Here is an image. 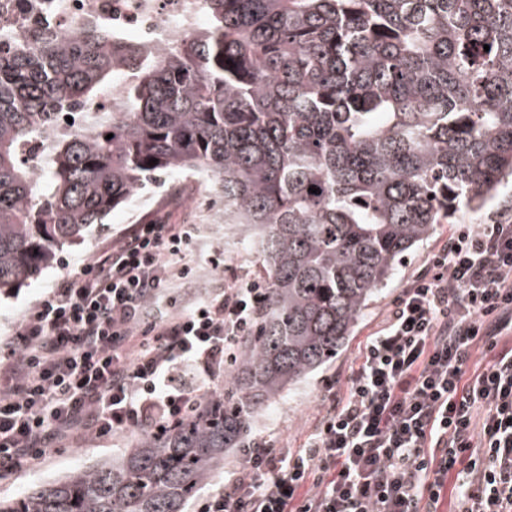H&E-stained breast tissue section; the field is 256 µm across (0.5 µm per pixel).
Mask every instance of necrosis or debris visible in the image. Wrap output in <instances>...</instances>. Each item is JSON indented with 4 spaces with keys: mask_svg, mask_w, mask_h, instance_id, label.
I'll list each match as a JSON object with an SVG mask.
<instances>
[{
    "mask_svg": "<svg viewBox=\"0 0 512 512\" xmlns=\"http://www.w3.org/2000/svg\"><path fill=\"white\" fill-rule=\"evenodd\" d=\"M206 20L204 0H0V29H49L67 35L95 25L133 37L154 54L167 53ZM128 75L118 70L98 100L80 105L75 122L60 121L55 131L71 135L88 127L99 112L122 109Z\"/></svg>",
    "mask_w": 512,
    "mask_h": 512,
    "instance_id": "obj_1",
    "label": "necrosis or debris"
}]
</instances>
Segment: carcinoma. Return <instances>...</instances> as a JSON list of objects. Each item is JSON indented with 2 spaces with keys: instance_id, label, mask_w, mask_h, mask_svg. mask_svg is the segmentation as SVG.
<instances>
[{
  "instance_id": "1",
  "label": "carcinoma",
  "mask_w": 512,
  "mask_h": 512,
  "mask_svg": "<svg viewBox=\"0 0 512 512\" xmlns=\"http://www.w3.org/2000/svg\"><path fill=\"white\" fill-rule=\"evenodd\" d=\"M205 2L160 58L102 27L0 38V292L175 172L217 185L224 241L267 287L223 391L0 512H184L258 411L336 360L400 257L512 182V0ZM124 65L126 111L54 134ZM46 139L42 178L23 155Z\"/></svg>"
}]
</instances>
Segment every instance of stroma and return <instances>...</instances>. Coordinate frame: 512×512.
Segmentation results:
<instances>
[{
    "label": "stroma",
    "instance_id": "35a3bbf8",
    "mask_svg": "<svg viewBox=\"0 0 512 512\" xmlns=\"http://www.w3.org/2000/svg\"><path fill=\"white\" fill-rule=\"evenodd\" d=\"M151 212V207L138 206L134 201L116 209L106 224L93 225L84 245L63 249L53 267L42 271L22 288L0 297V368L10 362L6 351L2 349L6 338L33 305L49 295L57 283L73 276L102 249L110 246L128 225L140 223ZM450 230V225H436L428 240L400 260L388 286L373 297L360 316L346 350L329 367L315 372L282 398L260 410L252 425L254 437L271 440L279 448H298L303 445L330 395L343 389L365 336L379 323L391 301L423 269L428 257ZM136 437L133 431L109 439L84 435L77 441L60 444L45 459L1 478L0 500L15 499L38 484L63 478L82 467L117 456L131 447Z\"/></svg>",
    "mask_w": 512,
    "mask_h": 512
}]
</instances>
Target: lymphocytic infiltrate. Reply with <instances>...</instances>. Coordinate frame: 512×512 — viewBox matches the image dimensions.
Listing matches in <instances>:
<instances>
[{"label":"lymphocytic infiltrate","instance_id":"obj_1","mask_svg":"<svg viewBox=\"0 0 512 512\" xmlns=\"http://www.w3.org/2000/svg\"><path fill=\"white\" fill-rule=\"evenodd\" d=\"M201 228L132 224L12 331L0 476L75 433L175 425L232 361L266 298L241 273L178 304ZM512 217L458 224L359 347L303 447L256 439L193 512H512ZM483 364L472 365L474 352Z\"/></svg>","mask_w":512,"mask_h":512}]
</instances>
